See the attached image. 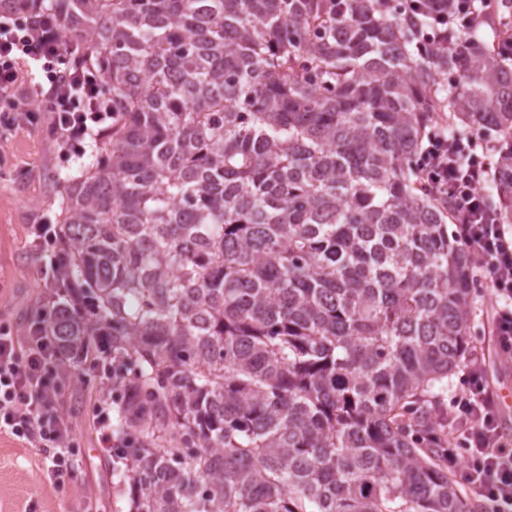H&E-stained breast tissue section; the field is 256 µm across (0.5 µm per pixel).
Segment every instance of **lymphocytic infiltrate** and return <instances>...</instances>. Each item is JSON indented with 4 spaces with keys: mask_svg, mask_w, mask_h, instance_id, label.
<instances>
[{
    "mask_svg": "<svg viewBox=\"0 0 512 512\" xmlns=\"http://www.w3.org/2000/svg\"><path fill=\"white\" fill-rule=\"evenodd\" d=\"M477 0H426L435 23L453 29L451 48L464 54L479 17ZM28 0H0V93L19 84L21 66L41 69L45 83L27 88L29 100L52 115V131L67 155H80L94 127L111 116L101 99V80L75 60L76 45L64 41L57 24L24 22ZM426 189L450 204L457 234L472 253L481 280L495 301L494 336L499 358L512 360V234L500 224L483 187L488 180L487 146L480 137L461 136L438 126L427 135L420 163ZM70 365L59 337L45 326L28 336L0 328V432L42 449L50 459L47 476L61 483L72 468L73 432L51 406L53 373ZM439 436L448 447V469L484 504L485 512H512V448L501 432L495 391L481 361H473Z\"/></svg>",
    "mask_w": 512,
    "mask_h": 512,
    "instance_id": "1",
    "label": "lymphocytic infiltrate"
}]
</instances>
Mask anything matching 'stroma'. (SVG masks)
<instances>
[{
	"instance_id": "1",
	"label": "stroma",
	"mask_w": 512,
	"mask_h": 512,
	"mask_svg": "<svg viewBox=\"0 0 512 512\" xmlns=\"http://www.w3.org/2000/svg\"><path fill=\"white\" fill-rule=\"evenodd\" d=\"M52 117L33 113L20 126L0 123V327L27 335L39 313L50 311L41 281L37 227L59 230L63 187L92 160L61 154L49 133ZM495 313L490 292L477 293L471 315L475 357L485 364L486 380L497 392L512 391V365L500 364L491 329ZM118 407L102 374L77 365L56 379L53 404L74 431V470L63 484L50 481L41 449L0 433V512H128L129 495L122 460L102 451L96 407Z\"/></svg>"
}]
</instances>
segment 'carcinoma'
I'll return each instance as SVG.
<instances>
[{"label": "carcinoma", "instance_id": "cac0c4a2", "mask_svg": "<svg viewBox=\"0 0 512 512\" xmlns=\"http://www.w3.org/2000/svg\"><path fill=\"white\" fill-rule=\"evenodd\" d=\"M30 3L112 107L50 328L118 359L130 512H474L429 440L472 259L419 161L444 119L496 136L512 224L505 61L407 0Z\"/></svg>", "mask_w": 512, "mask_h": 512}]
</instances>
